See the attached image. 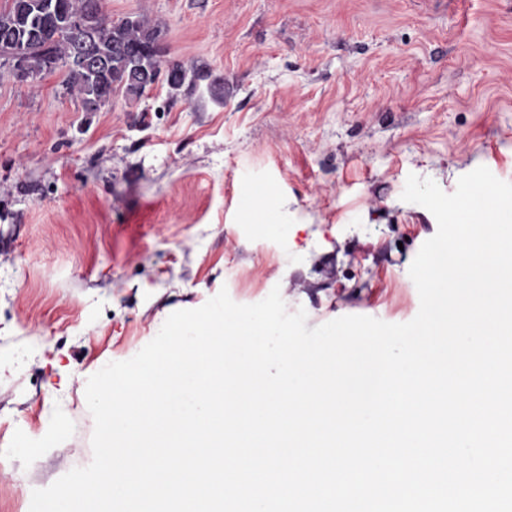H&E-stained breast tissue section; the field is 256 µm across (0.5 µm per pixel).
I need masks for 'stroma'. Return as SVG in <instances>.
I'll list each match as a JSON object with an SVG mask.
<instances>
[{
  "mask_svg": "<svg viewBox=\"0 0 512 512\" xmlns=\"http://www.w3.org/2000/svg\"><path fill=\"white\" fill-rule=\"evenodd\" d=\"M166 27L157 83L85 112L0 75V512L91 463L88 378L220 290L308 327L406 323L438 225L409 174L512 182V0H104Z\"/></svg>",
  "mask_w": 512,
  "mask_h": 512,
  "instance_id": "1",
  "label": "stroma"
}]
</instances>
